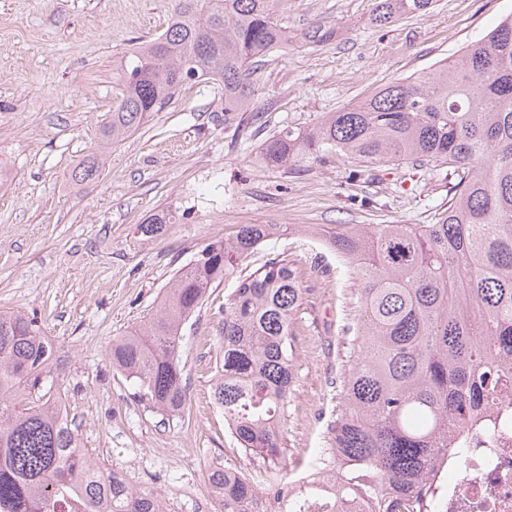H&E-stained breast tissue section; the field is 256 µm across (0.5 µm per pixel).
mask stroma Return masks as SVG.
<instances>
[{
	"label": "stroma",
	"mask_w": 512,
	"mask_h": 512,
	"mask_svg": "<svg viewBox=\"0 0 512 512\" xmlns=\"http://www.w3.org/2000/svg\"><path fill=\"white\" fill-rule=\"evenodd\" d=\"M376 0H287L288 47L254 63L259 119L224 118V87L192 80L138 129L108 144L116 94L112 62L167 27L172 0H0V311L36 316L53 346V393L82 447L114 470L151 483L176 512H198L194 486L209 468L250 477L262 457L239 448L210 398L217 330L233 282L211 289L187 324L182 361L191 417L161 415L113 371L112 341L146 321L176 271L207 242L242 224H292L237 269L248 277L287 254L309 274L288 402V467H313L336 418L341 356L362 322L360 289L345 261L310 234L315 225L430 224L447 193L441 171L383 168L348 181L343 160L271 167L263 143L313 124L377 89L452 59L512 13V0H432L426 14L378 27ZM335 39L303 41L311 26ZM99 154L96 180L73 169ZM177 223L155 240L134 227L159 209Z\"/></svg>",
	"instance_id": "obj_1"
}]
</instances>
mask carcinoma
I'll list each match as a JSON object with an SVG mask.
<instances>
[{"label":"carcinoma","mask_w":512,"mask_h":512,"mask_svg":"<svg viewBox=\"0 0 512 512\" xmlns=\"http://www.w3.org/2000/svg\"><path fill=\"white\" fill-rule=\"evenodd\" d=\"M167 29L126 52L112 69L121 99L104 137L117 140L162 109L186 81L224 84V119L251 110L249 67L288 48L275 21L285 0H172ZM432 0H380L382 27L422 15ZM336 27L304 34L325 43ZM271 166L351 163L349 180L381 167L448 168V194L433 224H338L315 230L350 263L363 322L344 353L336 420L315 469L340 498L367 512H397L413 498L437 512L425 487L448 435L486 417L512 392V14L450 62L393 82L363 102L328 112L306 128L286 126L262 147ZM90 155L72 172L98 177ZM176 213L160 210L136 225L145 241ZM283 224H242L205 244L165 289L149 320L112 342L113 370L163 415L185 417L188 382L183 326L210 289ZM308 274L278 254L238 281L224 301L212 399L237 444L272 462L262 475L280 512L304 504L287 481L285 423ZM52 346L26 314H0V512H169L122 473L99 465L45 388ZM207 482L222 512H257L255 482L214 468Z\"/></svg>","instance_id":"obj_1"}]
</instances>
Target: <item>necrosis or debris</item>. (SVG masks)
Instances as JSON below:
<instances>
[{
  "label": "necrosis or debris",
  "instance_id": "4bbe7bcc",
  "mask_svg": "<svg viewBox=\"0 0 512 512\" xmlns=\"http://www.w3.org/2000/svg\"><path fill=\"white\" fill-rule=\"evenodd\" d=\"M452 440L467 453L449 455L432 472L428 487L439 512H512V401L496 403Z\"/></svg>",
  "mask_w": 512,
  "mask_h": 512
}]
</instances>
